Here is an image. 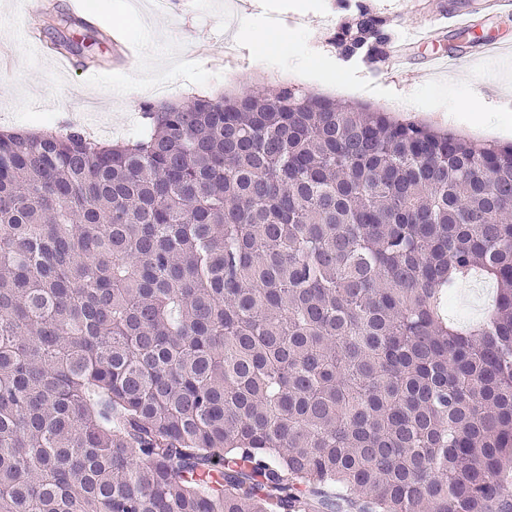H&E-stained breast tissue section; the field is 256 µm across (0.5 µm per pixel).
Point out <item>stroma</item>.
<instances>
[{"instance_id":"1","label":"stroma","mask_w":512,"mask_h":512,"mask_svg":"<svg viewBox=\"0 0 512 512\" xmlns=\"http://www.w3.org/2000/svg\"><path fill=\"white\" fill-rule=\"evenodd\" d=\"M74 0H48L46 11L24 13L18 0H0V131L59 130L78 125L112 142L138 132V112L125 101H156L167 90L173 103L201 95L236 94L260 85L289 84L336 100H358L390 116L420 121L465 137L512 142V9L488 8L486 0H89L86 14L106 21L126 38L133 67L109 66L110 45L86 48L92 67L61 65L50 51L34 54L27 30L43 27L45 12L70 11ZM381 20L386 34L373 59L345 56L343 27L360 12ZM437 13L470 18L466 30L448 29L439 41L413 45L393 75L379 74L394 42ZM284 33L280 66L261 58L266 33ZM236 45L224 52L226 41ZM500 42L497 50L488 49ZM435 55L448 65L427 68ZM493 291L480 281L462 283L448 300L451 316L481 319Z\"/></svg>"}]
</instances>
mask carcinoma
Masks as SVG:
<instances>
[{"instance_id":"obj_1","label":"carcinoma","mask_w":512,"mask_h":512,"mask_svg":"<svg viewBox=\"0 0 512 512\" xmlns=\"http://www.w3.org/2000/svg\"><path fill=\"white\" fill-rule=\"evenodd\" d=\"M163 107L0 134V512H512V144L298 88ZM493 290L480 281L463 282L448 300L449 314L462 321L481 319L492 301Z\"/></svg>"}]
</instances>
